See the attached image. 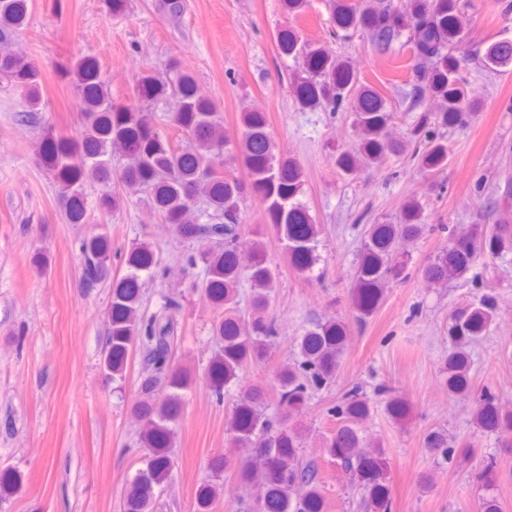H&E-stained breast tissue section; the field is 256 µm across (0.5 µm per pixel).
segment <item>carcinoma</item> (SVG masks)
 Segmentation results:
<instances>
[{"mask_svg":"<svg viewBox=\"0 0 512 512\" xmlns=\"http://www.w3.org/2000/svg\"><path fill=\"white\" fill-rule=\"evenodd\" d=\"M336 29L363 30L373 48L388 52L404 32L414 61L413 96L430 95L442 102L434 120L422 117L403 140L390 137L393 113L382 95L357 85L348 66L326 49L300 43L286 27L277 34V47L286 55L304 59V74L291 80L298 104L309 108H336L348 104L355 112L362 133L355 151L344 152L338 167L352 175L363 165L379 164L388 156L405 153L419 145V167L433 172L448 163V145L438 129L463 126L472 116L471 101L459 86L452 50L464 42V22L456 0H408L397 7L385 0H328ZM29 15V0H0V80L21 90L27 111L41 110L39 72L33 62L10 50ZM486 65L512 68V41L490 43L484 53ZM79 95L80 139L73 142L50 135L43 141L40 161L57 172L60 193L67 204L69 220L76 223L86 213L85 184L112 180V160H123L117 176L127 194L146 192L162 219L184 239L205 241L208 246L193 265H204L202 290L225 312L213 326L219 350L205 372V383L219 400L236 390L227 432L230 443L251 449V454L233 470L242 486L256 485L262 494L253 512H324V497L314 464L304 461L302 430L288 425L299 415L312 391L331 385L336 378L346 336V325L334 319L311 323L297 342L293 357L277 369L275 412H264L258 399L261 388L247 383L253 369L264 364L275 343L276 329L269 316L274 298V273L268 246L255 240L251 263L242 265L238 241L243 233L241 204L247 196L260 197L269 223L300 274L309 273L319 261L320 225L313 223L307 207L297 200L302 171L295 163L273 152L266 117L262 112L241 113L242 134L235 145L241 174L224 171L223 116L216 103L198 94L193 78L173 61L165 71L146 69L138 74L134 97L147 100L151 108L137 104L116 105L99 67L90 58L77 59L71 68ZM174 101V107L156 115V108ZM164 121L179 134L173 142L157 128ZM423 212L412 200L398 224H369L364 230L360 261L352 276L350 298L354 319L372 316L384 299V285L404 277L400 248L419 239L426 230ZM512 252V223L479 224L470 231L449 234L441 251L422 269V278L446 284L462 278L480 260H495ZM108 240L91 239L84 249V276L90 287L108 276ZM128 271L112 287L107 311L108 335L103 368L114 379L125 377L127 364L138 355L151 369L142 386V399L132 407L141 422L140 443L147 450L145 466L128 483L122 512H152L155 490L165 486L174 468L172 444L184 409V395L194 380L186 367L173 365L171 350L178 339L180 302L164 298L160 308L141 310V274H153L160 266L156 251L140 244L130 253ZM251 293L240 307L241 282ZM495 305L488 296L454 310L447 333L452 343L442 374L448 394L457 400L472 397L471 346L486 338L494 322ZM386 412L403 419L408 405L397 396L385 399ZM370 404L359 389L345 394L343 403L329 408L336 428L326 438L329 457L345 475L356 476L364 492L367 512H389L385 484L386 457L380 444L365 436L364 423ZM475 427L495 436L498 446L512 448V413L503 411L495 395L483 392L473 410ZM424 447L448 457V433L428 431ZM466 457L480 467L487 494L481 497V512H499L493 495L496 478L492 465L477 457L475 444L466 445ZM223 488L215 478L203 484L196 495L197 512H210Z\"/></svg>","mask_w":512,"mask_h":512,"instance_id":"1","label":"carcinoma"}]
</instances>
